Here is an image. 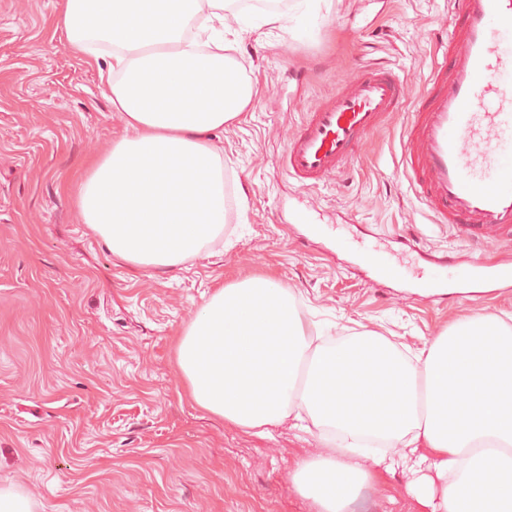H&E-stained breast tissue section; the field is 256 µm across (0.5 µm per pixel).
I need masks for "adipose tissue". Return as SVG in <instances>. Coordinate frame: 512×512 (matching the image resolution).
<instances>
[{
  "label": "adipose tissue",
  "mask_w": 512,
  "mask_h": 512,
  "mask_svg": "<svg viewBox=\"0 0 512 512\" xmlns=\"http://www.w3.org/2000/svg\"><path fill=\"white\" fill-rule=\"evenodd\" d=\"M225 0H62L56 20L95 70L125 132L89 158L74 204L129 267L172 269L224 229L214 137L252 102L231 74ZM268 273L214 288L174 340L190 400L254 434L308 422L317 452L292 491L313 512H350L377 469L414 476L430 512H512V326L462 319L404 355L373 331L316 342Z\"/></svg>",
  "instance_id": "1"
}]
</instances>
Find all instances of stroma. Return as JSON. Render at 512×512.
Returning <instances> with one entry per match:
<instances>
[{
	"label": "stroma",
	"instance_id": "35a3bbf8",
	"mask_svg": "<svg viewBox=\"0 0 512 512\" xmlns=\"http://www.w3.org/2000/svg\"><path fill=\"white\" fill-rule=\"evenodd\" d=\"M58 0H0V487L33 512H310L290 488L314 435H248L181 393L172 339L220 281L274 275L329 336L373 329L402 349L458 318H512V282L454 300L411 293L423 255L475 244L436 223L400 175L402 129L441 62L456 0H288L283 26L232 57L256 89L217 139L230 198L219 240L172 270L119 266L73 204L83 158L123 123L96 71L51 34ZM404 79L342 172L303 188L279 155L308 112L363 67ZM306 222H299V214ZM400 263L360 266L359 243ZM409 474L378 472L353 512H423Z\"/></svg>",
	"mask_w": 512,
	"mask_h": 512
}]
</instances>
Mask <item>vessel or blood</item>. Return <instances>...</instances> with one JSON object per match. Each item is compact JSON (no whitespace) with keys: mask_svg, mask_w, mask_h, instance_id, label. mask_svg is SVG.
Masks as SVG:
<instances>
[{"mask_svg":"<svg viewBox=\"0 0 512 512\" xmlns=\"http://www.w3.org/2000/svg\"><path fill=\"white\" fill-rule=\"evenodd\" d=\"M450 67L433 69L405 127L401 172L438 223L481 241H512V0H459L448 36ZM403 79L391 68L367 67L338 87L288 137L279 162L302 186L342 171L359 146L403 106ZM358 258L381 278L400 273L377 249ZM453 254L432 258L414 283L432 295L455 283L490 288L512 280V266L471 258L449 278Z\"/></svg>","mask_w":512,"mask_h":512,"instance_id":"vessel-or-blood-1","label":"vessel or blood"}]
</instances>
